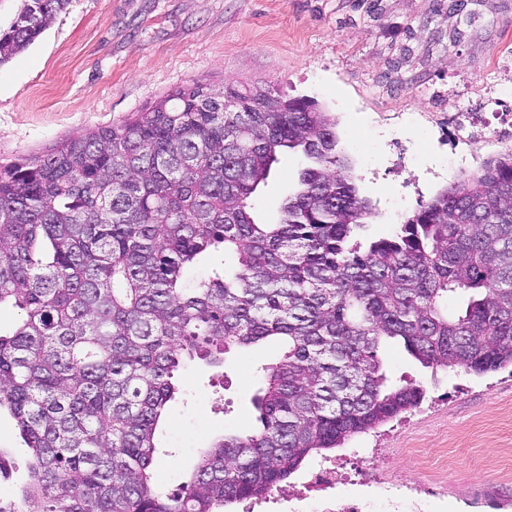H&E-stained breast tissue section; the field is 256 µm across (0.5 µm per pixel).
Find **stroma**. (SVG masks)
<instances>
[{
  "label": "stroma",
  "instance_id": "stroma-1",
  "mask_svg": "<svg viewBox=\"0 0 512 512\" xmlns=\"http://www.w3.org/2000/svg\"><path fill=\"white\" fill-rule=\"evenodd\" d=\"M196 82L317 99L339 119L361 195L378 205L421 177L427 162L418 151L387 164L375 146L386 117L424 111L426 93L458 112L484 83L512 93V0H70L34 44L0 66V164L120 124ZM300 164L298 155L280 156L253 196L256 221L273 222ZM278 353L261 344L178 373L158 429L160 489L181 488L211 437L251 432L260 371ZM378 355L391 382L418 384L425 399L353 437L336 457L353 467L368 449H386L401 475L436 490L429 512L512 503V367L482 376L434 372L398 344ZM0 450L13 467L0 482V501H9L30 455L5 411Z\"/></svg>",
  "mask_w": 512,
  "mask_h": 512
}]
</instances>
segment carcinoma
Listing matches in <instances>:
<instances>
[{
  "instance_id": "cac0c4a2",
  "label": "carcinoma",
  "mask_w": 512,
  "mask_h": 512,
  "mask_svg": "<svg viewBox=\"0 0 512 512\" xmlns=\"http://www.w3.org/2000/svg\"><path fill=\"white\" fill-rule=\"evenodd\" d=\"M68 0H24L0 65ZM314 100L194 83L122 124L0 165V408L31 454L0 512H224L313 456L417 407L378 349L483 375L512 366V151L440 190L390 236ZM303 163L274 223L251 197ZM231 261L186 283L212 250ZM285 343L253 395L258 428L200 449L179 493L154 483L156 432L196 358Z\"/></svg>"
}]
</instances>
